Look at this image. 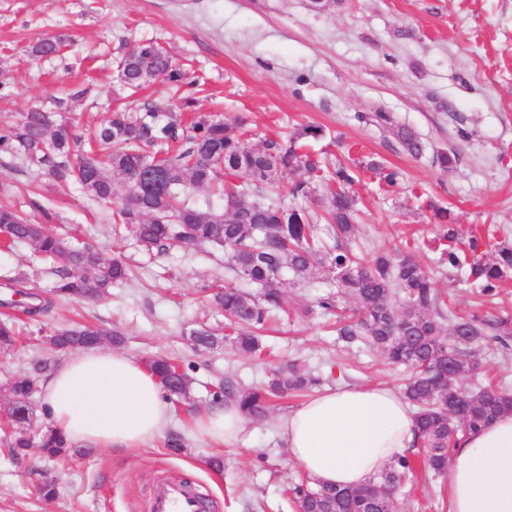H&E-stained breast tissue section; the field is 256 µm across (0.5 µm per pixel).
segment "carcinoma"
I'll use <instances>...</instances> for the list:
<instances>
[{
  "instance_id": "cac0c4a2",
  "label": "carcinoma",
  "mask_w": 512,
  "mask_h": 512,
  "mask_svg": "<svg viewBox=\"0 0 512 512\" xmlns=\"http://www.w3.org/2000/svg\"><path fill=\"white\" fill-rule=\"evenodd\" d=\"M119 67L122 83L130 88L184 79L169 56L148 42L126 52ZM160 107L169 105L158 100L144 113L115 111L87 139L74 132L60 112L33 108L16 122L0 125V155L30 170L37 180L73 179L85 193L103 200L112 198V177H119L127 198L112 212L114 232L132 231L150 253L164 255L178 242L224 247L228 269L260 292L214 289L213 299L224 311L225 332L220 336L202 326L192 330L189 340L198 350H214L227 343L244 355H261L259 336L271 310L282 307L279 284L285 271L299 284L320 280L336 284L338 292L318 301L325 313L337 310L341 296L355 300L359 311L338 321L337 339L347 347L363 344L389 363L408 369L402 394L415 409V425L427 452L420 461L413 455L397 458L362 487L317 488L301 483L292 485L289 492L302 512H396L393 490L402 478L419 464L435 472L447 470L459 435L512 410V390L498 384L474 390L469 386L484 368V349L493 343L509 347L512 317L458 315L442 300L432 274L409 256L394 261L378 253L362 260L340 243L326 247L325 234L347 239L355 233V199L342 189L355 176L350 167L340 164L329 169L298 151L296 142L322 136L321 127L306 126L287 140H269L256 148L221 118L197 116L187 125L175 117L162 122L156 114ZM397 136L409 153H421L422 144L413 130L402 128ZM302 170L315 176L316 183L290 180L288 194L294 200L309 197L323 183L341 186L322 199L326 221L322 226L302 205L282 200L265 203L226 181L246 174L259 194L283 175ZM199 187L218 188L224 210L197 207L190 193ZM434 218L437 272L476 282L484 293L494 295L512 273V246L495 248L488 259L478 254L482 241L458 228L448 210H434ZM17 242L63 260L51 289L59 297L95 300L112 284L128 279L122 260H106L94 249L73 246L15 207L0 204V245L11 248ZM105 341L119 345L122 337L94 326L64 328L49 336L48 347L66 352L94 348ZM15 343L13 319L1 320L0 350H10ZM146 365L159 378L166 397L189 396L193 380L175 361L153 357ZM44 369L37 360L9 386V420L14 431L4 446L13 459L25 456L34 446L49 460L67 455L72 448L49 425L34 435L28 431L32 397ZM321 383L320 376L292 362L275 368L263 389H240L229 379L218 380L213 403L236 398L244 414L259 422L266 418L273 398L307 392Z\"/></svg>"
}]
</instances>
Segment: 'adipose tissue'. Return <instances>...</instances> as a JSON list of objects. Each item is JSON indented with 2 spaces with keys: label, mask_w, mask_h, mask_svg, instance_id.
<instances>
[{
  "label": "adipose tissue",
  "mask_w": 512,
  "mask_h": 512,
  "mask_svg": "<svg viewBox=\"0 0 512 512\" xmlns=\"http://www.w3.org/2000/svg\"><path fill=\"white\" fill-rule=\"evenodd\" d=\"M56 433L92 448H142L165 438L173 406L159 379L126 354L98 348L71 354L42 383ZM247 419L237 402L195 414L190 440L219 448ZM277 434L311 484L355 488L412 448L413 412L385 384L344 386L281 415ZM449 512H512V411L461 437L448 461Z\"/></svg>",
  "instance_id": "obj_1"
}]
</instances>
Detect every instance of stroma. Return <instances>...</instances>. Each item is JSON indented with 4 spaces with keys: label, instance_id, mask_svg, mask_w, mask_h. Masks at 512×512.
I'll use <instances>...</instances> for the list:
<instances>
[{
    "label": "stroma",
    "instance_id": "stroma-1",
    "mask_svg": "<svg viewBox=\"0 0 512 512\" xmlns=\"http://www.w3.org/2000/svg\"><path fill=\"white\" fill-rule=\"evenodd\" d=\"M42 38L61 40V55L32 57L29 47ZM143 41L157 43L184 71L180 86L154 82L133 91L120 82L118 59ZM0 84L8 93L0 122L57 96L68 121L85 130L114 108L162 95L176 112L242 127L254 146L317 125L323 136L303 141L315 158L375 160L401 173L389 186L364 170L350 189L355 242L364 254L400 252L433 267L428 242L437 207L450 210L462 229L488 227L497 243L512 244V0H333L319 9L309 0H0ZM377 112L388 122L371 121ZM404 127L420 138L421 154L401 145ZM440 152L457 159L441 167ZM1 202L50 230H70L72 244H93L103 258L121 255L131 277L94 302L54 299L53 266L31 245L0 251V283L23 280L26 291L52 301L41 321H28L14 350L0 352V418L11 377L37 359L64 361L42 336L80 324L121 332L122 352L136 360L161 355L181 364L193 385L174 406L179 427L208 407L215 377L253 389L267 382L272 366L293 360L333 389L384 383L398 390L405 382V371L377 352L337 342L330 317L314 310L329 291L325 282L297 286L283 275L289 315L263 338L267 360L228 346L198 351L191 330L224 325L205 286L243 285L226 268L222 246L158 256L133 234L116 241L112 202L92 199L72 182L33 180L2 156ZM435 282L459 311L512 314V279L489 303L463 280L439 274ZM299 402L275 400L263 423L248 424L237 441L217 449L188 440L177 452L161 440L152 448H94L53 465L35 448L14 464L0 448V512H152L163 478L192 482L210 512H298L288 487L303 472L275 424ZM215 456L222 472L208 464ZM45 478L58 489L50 500L37 492ZM396 497L399 512H448V479L414 471Z\"/></svg>",
    "mask_w": 512,
    "mask_h": 512
}]
</instances>
